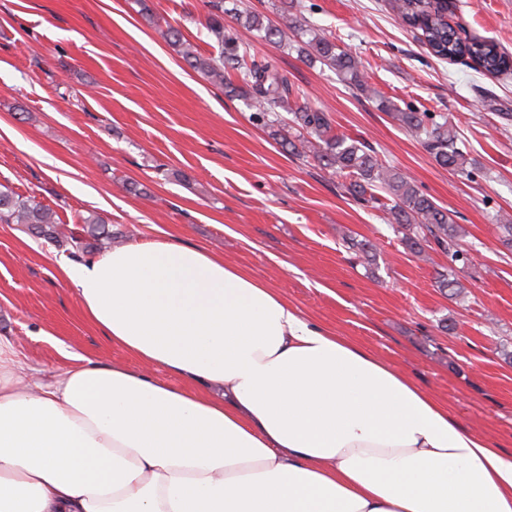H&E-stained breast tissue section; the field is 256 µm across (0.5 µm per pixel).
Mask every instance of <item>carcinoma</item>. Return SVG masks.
<instances>
[{"instance_id":"obj_1","label":"carcinoma","mask_w":512,"mask_h":512,"mask_svg":"<svg viewBox=\"0 0 512 512\" xmlns=\"http://www.w3.org/2000/svg\"><path fill=\"white\" fill-rule=\"evenodd\" d=\"M210 11L204 26L217 49L204 54L187 42L180 27H157L160 37L180 56L184 64L214 87L237 91L233 79L245 89L242 96L254 109L253 119L264 126L282 149L295 156H310L320 169L345 178L341 188L356 201L383 209L388 223L397 227L401 241L415 257L430 260V253L448 257V269L437 272L436 283L448 297L456 299L465 286L454 265L464 260L466 229L453 214L419 191L401 170L378 159L364 140L333 131L328 113L314 107L295 91L279 60L272 55L256 56L243 46L235 31L224 28V0H209ZM394 9L403 23L421 31L432 53L455 60L466 57L488 74L512 73V56L491 42L477 37L463 38L446 20L447 0H394ZM274 21L258 10L240 11L237 21L264 40L282 45L288 30L298 40V53L311 64L334 70L343 80L374 99L400 126L418 138L434 161L455 173H468L467 153L458 146V134L448 121L437 122L424 112L404 111L381 97L369 84L360 60L341 48L336 39L291 13L288 3ZM81 228H69L50 207L32 196H22L0 183V224H20L26 231L50 243L69 247V254L88 255L112 244L108 221L96 212L79 216Z\"/></svg>"}]
</instances>
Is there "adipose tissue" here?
Listing matches in <instances>:
<instances>
[{"mask_svg": "<svg viewBox=\"0 0 512 512\" xmlns=\"http://www.w3.org/2000/svg\"><path fill=\"white\" fill-rule=\"evenodd\" d=\"M58 277L139 366L0 369V512H512V454L208 250L132 242Z\"/></svg>", "mask_w": 512, "mask_h": 512, "instance_id": "ef3b65f1", "label": "adipose tissue"}]
</instances>
